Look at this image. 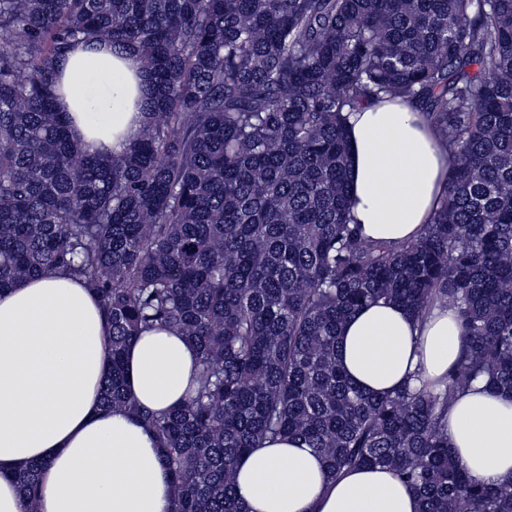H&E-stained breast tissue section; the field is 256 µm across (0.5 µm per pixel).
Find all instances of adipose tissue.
<instances>
[{
  "label": "adipose tissue",
  "instance_id": "adipose-tissue-1",
  "mask_svg": "<svg viewBox=\"0 0 512 512\" xmlns=\"http://www.w3.org/2000/svg\"><path fill=\"white\" fill-rule=\"evenodd\" d=\"M61 105L92 152L121 154L138 138L145 74L129 48L80 45L60 64ZM351 215L364 236L400 241L431 223L450 172L435 131L405 99L368 102L347 121ZM108 327L93 291L57 273L0 292V512H25L11 475L43 462L39 512H171L170 474L152 433L103 409ZM455 310L420 322L379 303L343 326L339 361L353 385L385 395L407 378L445 376L460 348ZM198 353L168 329L144 332L126 355L127 388L158 413L194 389ZM448 445L481 482L512 478V396L477 384L448 407ZM249 512H420L399 477L354 468L326 480L304 442H264L236 468Z\"/></svg>",
  "mask_w": 512,
  "mask_h": 512
}]
</instances>
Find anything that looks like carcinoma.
I'll return each mask as SVG.
<instances>
[{
  "label": "carcinoma",
  "mask_w": 512,
  "mask_h": 512,
  "mask_svg": "<svg viewBox=\"0 0 512 512\" xmlns=\"http://www.w3.org/2000/svg\"><path fill=\"white\" fill-rule=\"evenodd\" d=\"M129 47L148 97L139 140L90 153L56 109L78 43ZM416 104L451 178L412 240L352 223L347 113ZM82 279L109 325L107 409L149 428L172 512H248L239 457L300 438L329 479L394 470L422 512H512V481L472 478L448 404L512 393V0H0V291ZM379 301L456 310L448 376L385 396L338 362L348 318ZM167 327L199 354L164 414L127 392L124 357ZM44 462L14 480L37 512Z\"/></svg>",
  "instance_id": "cac0c4a2"
}]
</instances>
